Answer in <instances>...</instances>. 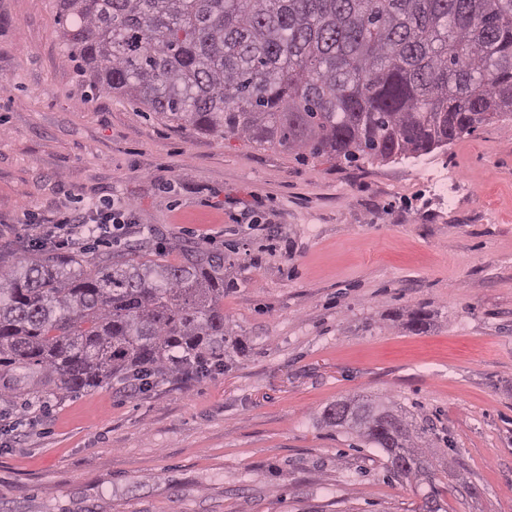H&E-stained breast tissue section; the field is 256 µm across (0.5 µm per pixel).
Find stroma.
I'll return each mask as SVG.
<instances>
[{
  "instance_id": "stroma-1",
  "label": "stroma",
  "mask_w": 512,
  "mask_h": 512,
  "mask_svg": "<svg viewBox=\"0 0 512 512\" xmlns=\"http://www.w3.org/2000/svg\"><path fill=\"white\" fill-rule=\"evenodd\" d=\"M414 159L339 164L172 124L91 89L57 0H0V262L27 219L132 205L118 241L224 255L223 368L0 399V512H418L427 485L320 421L392 400L445 459L448 512H512V121ZM423 308L425 332L398 313Z\"/></svg>"
}]
</instances>
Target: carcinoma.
Segmentation results:
<instances>
[{"instance_id": "obj_1", "label": "carcinoma", "mask_w": 512, "mask_h": 512, "mask_svg": "<svg viewBox=\"0 0 512 512\" xmlns=\"http://www.w3.org/2000/svg\"><path fill=\"white\" fill-rule=\"evenodd\" d=\"M89 86L172 123L348 164L423 155L512 120V0H58ZM428 314L407 313L415 332ZM237 349L224 255L93 258L50 247L0 265V397L146 391ZM321 421L380 449L391 477L446 512L423 429L353 396Z\"/></svg>"}]
</instances>
